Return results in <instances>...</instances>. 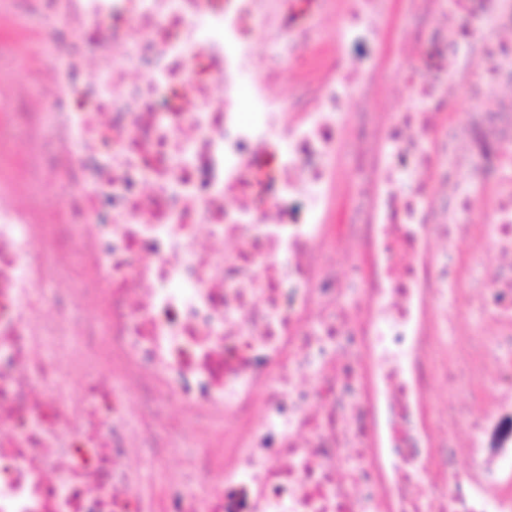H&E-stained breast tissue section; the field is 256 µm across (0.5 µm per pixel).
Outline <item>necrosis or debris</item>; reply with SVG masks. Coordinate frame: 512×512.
Listing matches in <instances>:
<instances>
[{"instance_id": "obj_1", "label": "necrosis or debris", "mask_w": 512, "mask_h": 512, "mask_svg": "<svg viewBox=\"0 0 512 512\" xmlns=\"http://www.w3.org/2000/svg\"><path fill=\"white\" fill-rule=\"evenodd\" d=\"M372 3L351 0L336 56L285 101L279 65L241 91L253 45L223 0H51V105L0 117V145L26 143L0 192V512H512V101L439 122L443 74L471 69L489 20L512 59V0H414L423 107L353 112L382 78L349 52L380 37ZM246 4L281 63L306 59L269 0ZM345 150L366 177L338 227ZM200 224L238 250L202 248ZM487 234L498 261L478 271L434 247ZM490 376L480 402L431 398ZM190 446L157 504L148 474Z\"/></svg>"}]
</instances>
